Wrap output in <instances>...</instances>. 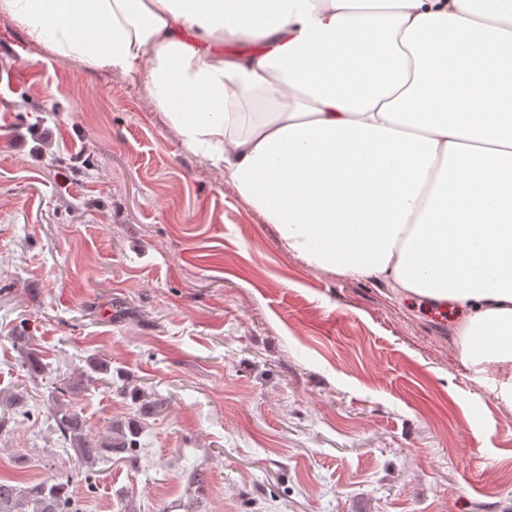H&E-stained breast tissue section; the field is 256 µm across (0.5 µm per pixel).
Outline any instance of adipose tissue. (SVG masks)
<instances>
[{
	"label": "adipose tissue",
	"instance_id": "ef3b65f1",
	"mask_svg": "<svg viewBox=\"0 0 512 512\" xmlns=\"http://www.w3.org/2000/svg\"><path fill=\"white\" fill-rule=\"evenodd\" d=\"M34 43L143 73L186 147L308 265L462 319L512 406V0H0ZM254 39L228 55V40Z\"/></svg>",
	"mask_w": 512,
	"mask_h": 512
}]
</instances>
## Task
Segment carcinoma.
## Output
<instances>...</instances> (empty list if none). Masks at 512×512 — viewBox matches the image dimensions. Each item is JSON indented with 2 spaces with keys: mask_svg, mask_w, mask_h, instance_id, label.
Returning a JSON list of instances; mask_svg holds the SVG:
<instances>
[{
  "mask_svg": "<svg viewBox=\"0 0 512 512\" xmlns=\"http://www.w3.org/2000/svg\"><path fill=\"white\" fill-rule=\"evenodd\" d=\"M14 342L20 349L22 368L34 379L46 373V365L29 351V337L16 336ZM90 371L79 372L77 379L84 382L107 383L105 375L108 366L103 363L89 364ZM71 384L62 383L56 388L55 406L49 418L53 421V431L69 442L80 456V464L92 470L97 462L112 459V454H125L132 458L139 452V424L135 421L127 430L110 432L106 437H96L84 430L82 421L75 413L67 397ZM70 477L60 475L53 481H42L26 487L12 480L0 479V512H80L78 500L70 492Z\"/></svg>",
  "mask_w": 512,
  "mask_h": 512,
  "instance_id": "obj_1",
  "label": "carcinoma"
}]
</instances>
